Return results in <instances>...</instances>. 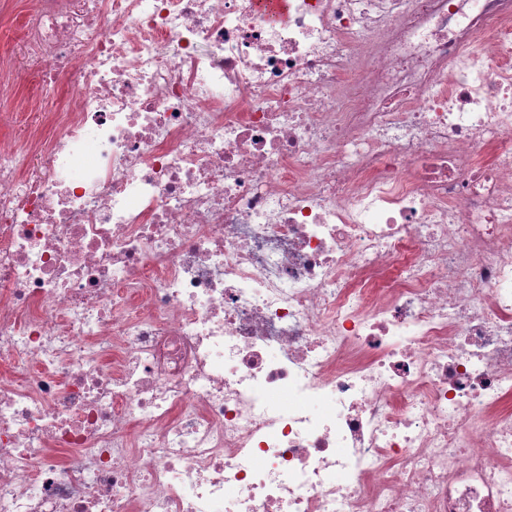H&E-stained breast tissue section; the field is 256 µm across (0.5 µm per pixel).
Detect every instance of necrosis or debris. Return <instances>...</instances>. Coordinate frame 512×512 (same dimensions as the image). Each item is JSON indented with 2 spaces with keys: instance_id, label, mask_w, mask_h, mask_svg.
<instances>
[{
  "instance_id": "4bbe7bcc",
  "label": "necrosis or debris",
  "mask_w": 512,
  "mask_h": 512,
  "mask_svg": "<svg viewBox=\"0 0 512 512\" xmlns=\"http://www.w3.org/2000/svg\"><path fill=\"white\" fill-rule=\"evenodd\" d=\"M36 0L0 139V512H512V0ZM41 96L40 87L34 82H29L16 93L0 99V111L13 114V123L9 127L2 129L0 126V137L7 134L18 146H29L28 131L35 119V106L38 105Z\"/></svg>"
}]
</instances>
